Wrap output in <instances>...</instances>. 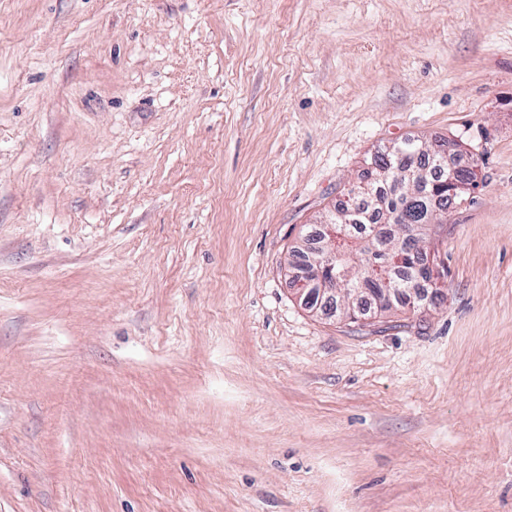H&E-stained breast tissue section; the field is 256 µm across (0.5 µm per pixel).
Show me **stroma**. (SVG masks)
I'll return each mask as SVG.
<instances>
[{
	"instance_id": "35a3bbf8",
	"label": "stroma",
	"mask_w": 512,
	"mask_h": 512,
	"mask_svg": "<svg viewBox=\"0 0 512 512\" xmlns=\"http://www.w3.org/2000/svg\"><path fill=\"white\" fill-rule=\"evenodd\" d=\"M407 138L441 301L305 307ZM0 512H512V0H0Z\"/></svg>"
}]
</instances>
